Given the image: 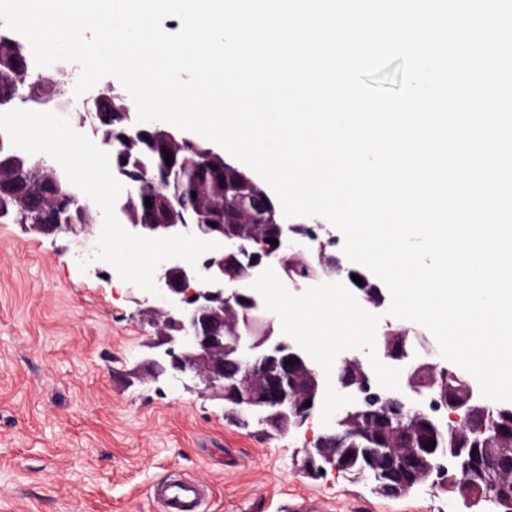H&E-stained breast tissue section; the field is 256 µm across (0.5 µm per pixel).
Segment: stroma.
I'll return each mask as SVG.
<instances>
[{"mask_svg":"<svg viewBox=\"0 0 512 512\" xmlns=\"http://www.w3.org/2000/svg\"><path fill=\"white\" fill-rule=\"evenodd\" d=\"M95 244L0 217V512H160L154 488L173 472L211 486L205 512H461L438 488L381 498L341 472L312 476L305 434L134 380L145 295L107 263L80 269Z\"/></svg>","mask_w":512,"mask_h":512,"instance_id":"1","label":"stroma"}]
</instances>
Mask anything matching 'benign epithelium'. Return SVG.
<instances>
[{"mask_svg": "<svg viewBox=\"0 0 512 512\" xmlns=\"http://www.w3.org/2000/svg\"><path fill=\"white\" fill-rule=\"evenodd\" d=\"M120 139L124 150L119 162L111 165L112 173L123 184L115 214L130 232L146 237H164L191 233L203 240H214L221 247L204 254L197 268L181 259L159 264L156 284L163 297L160 304L148 307L156 335L143 344L142 373L152 382L179 381L209 390L223 401L224 411L243 422L255 421L280 433L299 431L310 424L321 405L325 390L322 368L303 352L289 336L276 332L273 313L266 310L262 297L251 283L275 258L294 287L306 282L345 279L354 287L357 298L374 309L386 307V295L367 270L344 267L329 250L334 241L320 239V224H287L281 205L274 201L252 175L226 159L207 143L185 136L181 131L156 122H130L129 113ZM170 152V164L158 179L171 183L181 178L188 167L185 153L201 157L209 166L224 172L226 184L247 186L225 201L224 210L214 211L209 203L197 200L186 204L159 195L153 202V218L148 220L134 203V193L141 183L142 144ZM48 168L56 192L78 206L82 215L102 213L79 188L69 186L63 168L49 156L36 160ZM257 217L267 227L264 235L248 229L241 220L244 214ZM88 224H75L57 214L48 223L33 228L47 234L76 235ZM274 238L278 245L267 242ZM306 254L315 261V270L303 279L288 275L290 256ZM212 276L216 283L207 284L198 274ZM362 278V284L351 275ZM421 337L403 330L376 337L382 351L381 361L402 368L400 390L381 388L371 367L357 354H340L332 382L336 390L351 395L355 402L341 408L330 425L308 449V461L316 473L332 469L345 471L363 461L382 469H395L402 475L399 482L387 481L383 492L389 498L401 497L424 486H440L456 493L467 508L484 496L469 489L466 467L468 448H443L439 451L412 447V430L393 427L392 419L404 413L420 414L437 424L450 418L462 424L461 432L472 435L486 430L483 402L476 379L468 372L453 376L436 385L442 360H430L432 349L424 354L415 350ZM234 364L237 372L229 373L226 365ZM435 385L421 393L424 379ZM311 405H306V402ZM387 432L388 448L363 445L377 432ZM483 463L498 471L512 468V438L500 439L485 448Z\"/></svg>", "mask_w": 512, "mask_h": 512, "instance_id": "benign-epithelium-1", "label": "benign epithelium"}]
</instances>
